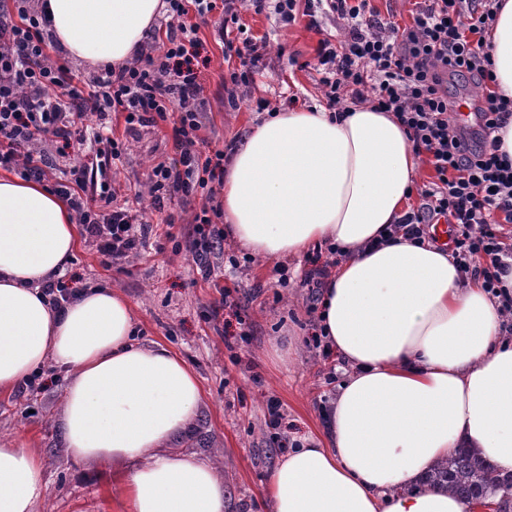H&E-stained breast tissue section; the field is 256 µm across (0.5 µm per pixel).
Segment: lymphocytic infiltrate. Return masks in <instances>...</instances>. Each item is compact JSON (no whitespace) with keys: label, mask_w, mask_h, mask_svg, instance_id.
<instances>
[{"label":"lymphocytic infiltrate","mask_w":512,"mask_h":512,"mask_svg":"<svg viewBox=\"0 0 512 512\" xmlns=\"http://www.w3.org/2000/svg\"><path fill=\"white\" fill-rule=\"evenodd\" d=\"M169 9L149 50L128 66L104 69L91 81L75 74L50 53L45 12L10 10L0 0V169L22 178L50 182L76 214L82 236L105 268L140 255L152 231L142 215L115 204L107 172L126 153L125 138L138 129L171 125L180 152L178 165L158 164L149 175L152 203L165 200L192 209L197 195L214 198L224 185L225 153L197 151L203 128L198 99L201 88L193 65L202 42L185 22L189 13L208 17L222 10L218 34L227 52L240 61L229 74L228 101L239 106V88L250 87L257 73L260 44L243 39L234 44L229 27L239 10L263 0H168ZM500 0H417L408 24L381 19L370 0H277L281 21L297 16L320 27L328 12L346 23L343 40H320L314 68L320 74L327 108L343 112L351 100L368 101L393 113L406 129L413 149L426 155L435 172L421 188L419 207L406 212L394 234L410 240L431 237L432 227L450 226L448 247L467 277L481 280L498 300L502 317L512 319V294L500 275L512 268V244L499 233L512 224V160L500 153L495 133L512 118V101L493 88L494 77L485 33L494 23ZM459 76L480 88L475 106L481 133L472 137L455 119L457 103L446 82ZM65 91L53 98L50 87ZM124 119L123 130L96 132L94 159L72 166L67 180L49 181L44 146L65 158L84 139V120L94 114ZM194 233L186 247L203 278H210L209 258L224 250V230L214 223L220 208L193 211Z\"/></svg>","instance_id":"f902f5d3"}]
</instances>
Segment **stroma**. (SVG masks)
I'll list each match as a JSON object with an SVG mask.
<instances>
[{"label":"stroma","mask_w":512,"mask_h":512,"mask_svg":"<svg viewBox=\"0 0 512 512\" xmlns=\"http://www.w3.org/2000/svg\"><path fill=\"white\" fill-rule=\"evenodd\" d=\"M274 0L262 13L241 10L248 35L267 38L270 46L259 63L251 104L230 107L224 85L230 67L214 26L201 27L199 37L208 64L198 70L202 86V151L225 148L243 140L273 105L296 96L301 108H322L326 101L309 64L323 34L342 25L324 16L321 31L307 27L305 17L290 25L277 22ZM286 57H278L277 46ZM178 152L167 123L139 131L122 164L109 178L120 198L133 199L153 231L141 255L123 270L105 269L98 255L79 244L65 270L68 285L106 284L131 304L138 338L165 344L196 373L203 400L187 437L173 443L171 453L195 452L209 457L224 480L228 512H270L262 491L276 461L290 448L323 433L322 411L344 378L336 355H323L312 341L317 321L312 309L319 288L304 285L311 268L308 255L286 260L287 282H280L275 262L252 258L231 265L243 249L225 242L212 255L211 280L183 247L193 235L192 217L176 205L155 210L147 174L151 165L172 163ZM235 289L237 304L212 317L216 285ZM249 336H242V326ZM67 378H53L31 389L0 393V444L19 441L37 450L45 462V499L39 512H126L127 499L108 464L74 461L68 454L58 418ZM277 400L282 423L268 427V402Z\"/></svg>","instance_id":"obj_1"}]
</instances>
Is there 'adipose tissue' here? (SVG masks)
I'll return each mask as SVG.
<instances>
[{"mask_svg": "<svg viewBox=\"0 0 512 512\" xmlns=\"http://www.w3.org/2000/svg\"><path fill=\"white\" fill-rule=\"evenodd\" d=\"M487 34L497 93L512 101V0ZM53 38L100 70L141 51L162 0H47ZM421 158L392 113L358 106L274 111L235 150L224 175L225 234L266 261L329 242L342 260L320 299L328 350L349 367L325 436L291 449L264 493L273 512H474L421 483L457 449L512 473V338L498 302L460 275L448 249L391 239L410 209ZM66 201L0 174V392L46 364L65 371L62 429L74 459L112 464L128 512H227L211 461L169 454L202 391L163 344L134 342L133 312L90 285L63 310L44 283L78 248ZM36 450L0 447V512H38Z\"/></svg>", "mask_w": 512, "mask_h": 512, "instance_id": "ef3b65f1", "label": "adipose tissue"}]
</instances>
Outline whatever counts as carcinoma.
Masks as SVG:
<instances>
[{
    "instance_id": "1",
    "label": "carcinoma",
    "mask_w": 512,
    "mask_h": 512,
    "mask_svg": "<svg viewBox=\"0 0 512 512\" xmlns=\"http://www.w3.org/2000/svg\"><path fill=\"white\" fill-rule=\"evenodd\" d=\"M426 482L468 501L499 500L512 492V474L501 475L468 448L439 461L427 474Z\"/></svg>"
}]
</instances>
